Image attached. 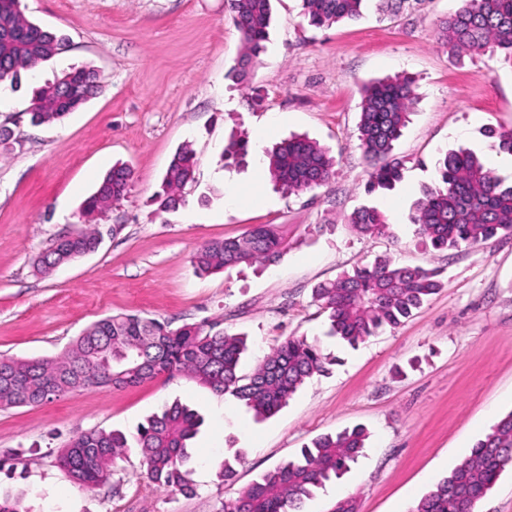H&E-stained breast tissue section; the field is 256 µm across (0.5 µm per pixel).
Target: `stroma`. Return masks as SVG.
Returning a JSON list of instances; mask_svg holds the SVG:
<instances>
[{"mask_svg": "<svg viewBox=\"0 0 512 512\" xmlns=\"http://www.w3.org/2000/svg\"><path fill=\"white\" fill-rule=\"evenodd\" d=\"M459 5L364 0L359 20L318 28L301 0H272L266 51L240 84L230 70L242 40L227 0H21L67 46L20 81L0 82V125L13 131L0 144V355L52 358L90 323L132 311L175 328L245 334L244 375L288 336L318 341L334 363L263 420L179 375L2 407L0 459L14 467L0 471V492L20 496L24 512H221L312 439L360 425L368 433L362 456L316 490L304 512H331L348 497L357 512H411L512 411V238L437 251L407 220L435 185L443 151L469 149L512 181L492 136L512 129V64L440 46L437 25ZM81 65L97 70L99 94L60 122L31 125L24 108L33 88ZM403 75L414 79L416 101L394 150L402 177L393 190L371 193L358 139L362 87ZM257 86L268 95L263 110L248 104ZM273 113L283 118L277 140L304 134L331 150L332 181L286 195L258 173L255 156L220 163L231 136L255 140ZM186 144L198 159L196 180L177 211H157L152 198ZM118 163L134 179L102 216L99 248L34 276L33 257L84 230V199ZM232 186L241 196L235 207L225 203ZM363 205L391 216L388 235L353 230L349 217ZM255 224L282 226L289 247L280 260L196 273L192 257L203 244ZM379 256L438 269L443 286L400 327L353 349L327 336L311 293ZM176 401L204 419L191 442L188 491L151 483L133 449L94 490L59 467L73 435L104 429L131 438ZM237 455L234 481L222 482L218 464Z\"/></svg>", "mask_w": 512, "mask_h": 512, "instance_id": "1", "label": "stroma"}]
</instances>
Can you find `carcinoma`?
<instances>
[{"label": "carcinoma", "instance_id": "obj_1", "mask_svg": "<svg viewBox=\"0 0 512 512\" xmlns=\"http://www.w3.org/2000/svg\"><path fill=\"white\" fill-rule=\"evenodd\" d=\"M362 0H302L312 26H329L360 16ZM244 51L233 69L243 83L265 51L271 24V0H229ZM438 40L452 52L499 51L512 63V0H462L454 15L438 27ZM63 39L31 21L21 0H0V81L20 80L47 62ZM100 90L97 71L81 67L33 91L28 114L39 126L61 121ZM415 103L413 81L397 77L375 81L364 89L358 125L360 147L369 166V188L390 190L400 180L393 158ZM268 173L275 188L291 195L321 187L335 177V159L316 142L291 137L267 152ZM196 154L188 146L173 156L152 202L160 212L184 204V190L195 182ZM437 184L423 191L408 215L416 235L435 250L474 245L499 234L512 237V184L493 172L473 152L447 151L437 161ZM132 170L112 167L84 201L86 230L60 238L32 262L33 272L46 275L98 247L97 217L121 200ZM349 223L362 235L387 232L385 215L374 207L354 211ZM288 249L277 224H257L239 238L210 241L193 257L201 273L246 265L265 266ZM442 287L439 272L401 266L386 257L363 268L344 271L313 289V299L330 322V333L355 347L383 328H396L414 315ZM244 337L204 326L173 328L167 321L118 313L90 324L59 356L19 360L0 355V406L41 405L78 390L127 388L162 374H181L219 394L244 403L255 417L266 418L288 404L307 379L328 371L332 359L319 344L289 336L273 346L249 375L238 366L246 351ZM202 425L200 416L174 403L150 417L134 437L150 480L184 491L189 441ZM368 434L355 426L324 435L300 449L292 460L224 503V512H302L305 500L327 482L340 478L365 448ZM129 447L125 434L90 430L73 436L57 461L85 489L106 483L111 465ZM512 466V412L502 417L468 456L415 505L412 512H475Z\"/></svg>", "mask_w": 512, "mask_h": 512}]
</instances>
